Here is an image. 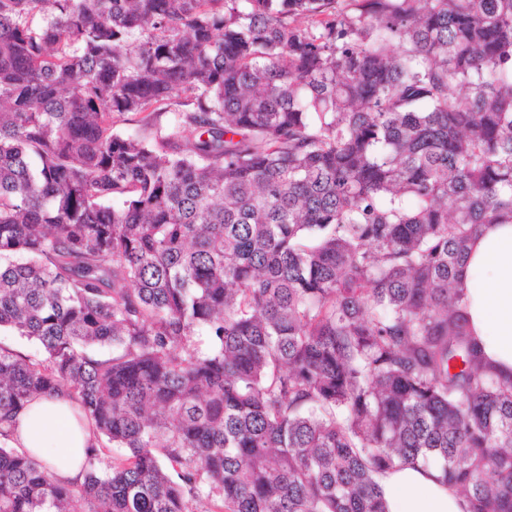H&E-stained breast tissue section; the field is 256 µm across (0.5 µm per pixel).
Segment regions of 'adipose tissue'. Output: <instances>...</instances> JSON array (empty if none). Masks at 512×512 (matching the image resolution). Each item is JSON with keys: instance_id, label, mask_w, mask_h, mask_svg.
Wrapping results in <instances>:
<instances>
[{"instance_id": "1", "label": "adipose tissue", "mask_w": 512, "mask_h": 512, "mask_svg": "<svg viewBox=\"0 0 512 512\" xmlns=\"http://www.w3.org/2000/svg\"><path fill=\"white\" fill-rule=\"evenodd\" d=\"M461 306L487 360L512 378V223L486 224L468 245L460 269ZM70 398L41 397L23 410L10 439L46 463L54 477L82 484L84 453L93 439L78 425ZM387 512H467L468 503L439 470L411 465L378 477Z\"/></svg>"}]
</instances>
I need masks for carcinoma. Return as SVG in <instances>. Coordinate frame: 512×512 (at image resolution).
<instances>
[{
	"mask_svg": "<svg viewBox=\"0 0 512 512\" xmlns=\"http://www.w3.org/2000/svg\"><path fill=\"white\" fill-rule=\"evenodd\" d=\"M511 222L512 0H0V512H387L418 462L512 512L457 288ZM58 392L80 486L7 445ZM0 346L11 349L14 353L31 358L42 357V350L35 343L19 336L2 333L0 335Z\"/></svg>",
	"mask_w": 512,
	"mask_h": 512,
	"instance_id": "carcinoma-1",
	"label": "carcinoma"
}]
</instances>
